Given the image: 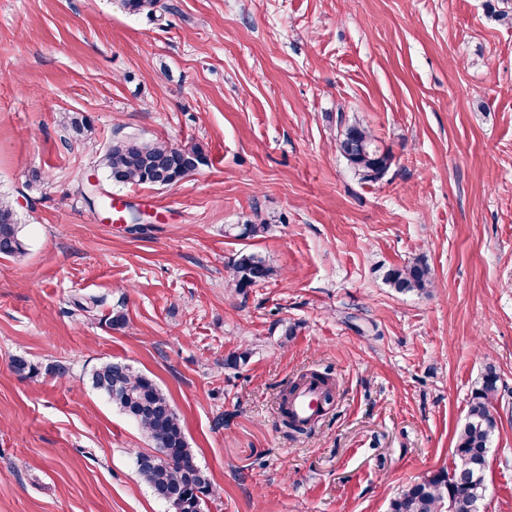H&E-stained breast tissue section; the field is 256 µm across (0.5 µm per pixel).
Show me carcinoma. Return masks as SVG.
Segmentation results:
<instances>
[{"instance_id":"obj_1","label":"carcinoma","mask_w":512,"mask_h":512,"mask_svg":"<svg viewBox=\"0 0 512 512\" xmlns=\"http://www.w3.org/2000/svg\"><path fill=\"white\" fill-rule=\"evenodd\" d=\"M131 14L155 12L158 0H123ZM336 148L363 183H376L391 165V150L385 147L371 130L357 121L338 116ZM205 154L198 145L177 148L166 142H147L135 135L112 142L101 158V165L113 183L151 184L167 186L185 177L191 162L202 164ZM238 239H255L268 230L265 222L251 220L241 227L233 226ZM23 253L19 224L12 206L0 201V256L15 257ZM229 285L235 293L270 279L273 268L260 254L239 252L230 262ZM387 282L401 293L427 294L432 287L431 269L416 260L388 270ZM13 371L22 378L37 373V367L23 356L12 359ZM320 384L324 390L323 403L333 404L335 386L330 370L302 374L292 382L288 392L281 394L280 411L290 418L288 398L305 381ZM500 377L487 367L473 389L465 421L458 431L453 448V471H440L407 485L389 505V512H479L478 506L486 497L485 470L479 459L489 453L498 428L493 414L498 401ZM92 387L102 393L113 406L135 422L146 434L159 455L136 469L156 498L171 489L182 497L181 512H207L208 501L217 490L194 463L181 418L166 393L156 381L118 362H107L91 373Z\"/></svg>"}]
</instances>
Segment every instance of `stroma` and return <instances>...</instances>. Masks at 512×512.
I'll return each instance as SVG.
<instances>
[{"instance_id":"obj_1","label":"stroma","mask_w":512,"mask_h":512,"mask_svg":"<svg viewBox=\"0 0 512 512\" xmlns=\"http://www.w3.org/2000/svg\"><path fill=\"white\" fill-rule=\"evenodd\" d=\"M506 7L159 0L149 18L121 0H0V200L24 245L0 259V512H168L137 474L149 440L91 385L109 361L169 395L218 491L209 512H388L452 467L493 366L480 510L512 512ZM72 112L91 137L66 129ZM342 115L390 148L378 183L337 152ZM123 135L197 144L206 162L169 186L116 185L99 160ZM91 177L146 223L90 207ZM248 220L270 227L227 234ZM242 250L276 275L238 295ZM416 257L430 294L396 292L386 272ZM16 355L37 374L17 376ZM324 369L333 409L290 432L281 391Z\"/></svg>"}]
</instances>
